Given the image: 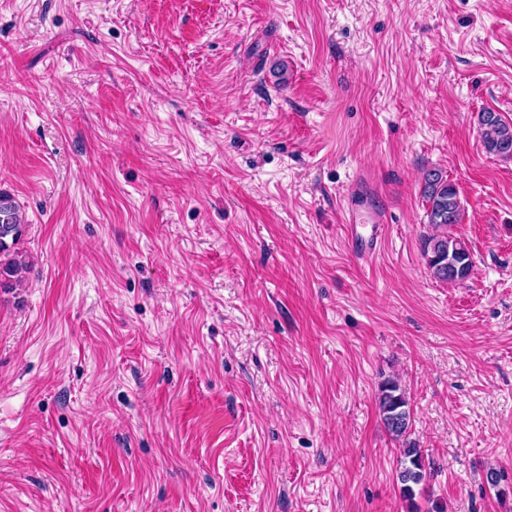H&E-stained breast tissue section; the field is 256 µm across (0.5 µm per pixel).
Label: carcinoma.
Instances as JSON below:
<instances>
[{
  "mask_svg": "<svg viewBox=\"0 0 512 512\" xmlns=\"http://www.w3.org/2000/svg\"><path fill=\"white\" fill-rule=\"evenodd\" d=\"M482 129L483 145L490 154L502 145L512 146V124L491 111L478 118ZM422 197L426 202L427 223L434 233L425 239L423 253L432 276L442 282H459L467 279L473 268L470 251L465 245L448 234V225L461 223L463 210L456 186L439 172L431 171L425 177ZM24 219L20 209L11 201L0 198V287L14 288L24 280L27 264L18 260V245ZM461 264L459 275L448 271L445 262ZM379 416L387 431L396 439L403 437L410 425L408 402L399 383L393 379L384 381L378 393ZM398 479L402 497L411 502L415 487L426 478V469L420 449L408 444L401 453Z\"/></svg>",
  "mask_w": 512,
  "mask_h": 512,
  "instance_id": "cac0c4a2",
  "label": "carcinoma"
}]
</instances>
